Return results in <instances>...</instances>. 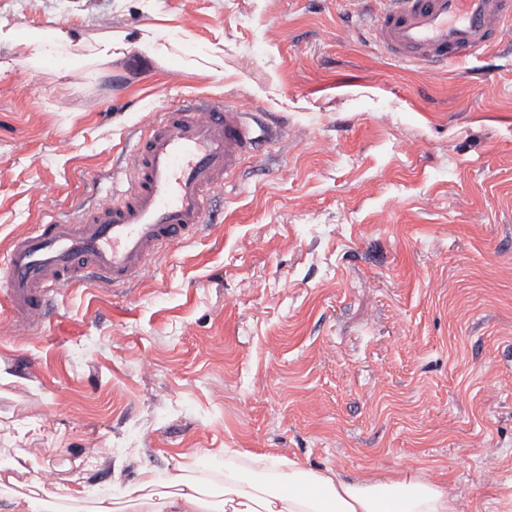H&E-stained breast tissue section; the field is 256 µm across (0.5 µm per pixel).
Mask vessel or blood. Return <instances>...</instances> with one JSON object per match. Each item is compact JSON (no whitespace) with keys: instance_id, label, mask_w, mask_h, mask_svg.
Instances as JSON below:
<instances>
[{"instance_id":"b4317fda","label":"vessel or blood","mask_w":512,"mask_h":512,"mask_svg":"<svg viewBox=\"0 0 512 512\" xmlns=\"http://www.w3.org/2000/svg\"><path fill=\"white\" fill-rule=\"evenodd\" d=\"M377 47L431 71L494 51L512 32V0H378ZM262 128L234 101L189 98L168 106L128 153L122 183L92 210L39 224L0 253L8 313L28 329L44 321L64 285L94 276L112 288L196 237L216 189L255 156Z\"/></svg>"}]
</instances>
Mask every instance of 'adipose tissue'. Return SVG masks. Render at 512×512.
Instances as JSON below:
<instances>
[{
  "instance_id": "obj_1",
  "label": "adipose tissue",
  "mask_w": 512,
  "mask_h": 512,
  "mask_svg": "<svg viewBox=\"0 0 512 512\" xmlns=\"http://www.w3.org/2000/svg\"><path fill=\"white\" fill-rule=\"evenodd\" d=\"M7 49L32 66L48 63L66 49L67 63L80 61V42L70 31L18 30L0 22V49ZM166 485L153 471L122 497L102 496L92 512H459L457 500L439 483L411 480L347 481L338 471L313 470L295 462L254 457L242 461L237 449L224 451V477L208 486L188 473L186 464ZM14 474L0 475V492L7 494L9 512H51L50 494L38 483L14 489Z\"/></svg>"
}]
</instances>
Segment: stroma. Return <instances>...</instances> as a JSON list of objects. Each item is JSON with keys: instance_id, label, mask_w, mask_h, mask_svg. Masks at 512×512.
<instances>
[{"instance_id": "1", "label": "stroma", "mask_w": 512, "mask_h": 512, "mask_svg": "<svg viewBox=\"0 0 512 512\" xmlns=\"http://www.w3.org/2000/svg\"><path fill=\"white\" fill-rule=\"evenodd\" d=\"M375 0H0V21L129 44L0 73V251L105 199L152 116L231 99L276 128L221 216L130 286L61 288L18 335L0 297V464L117 495L194 452L344 478L416 475L512 505V54L435 75L387 59ZM152 26L223 76L146 58ZM198 60H191L190 63L199 71L206 74H224V50L221 48H210L206 52L196 53Z\"/></svg>"}]
</instances>
